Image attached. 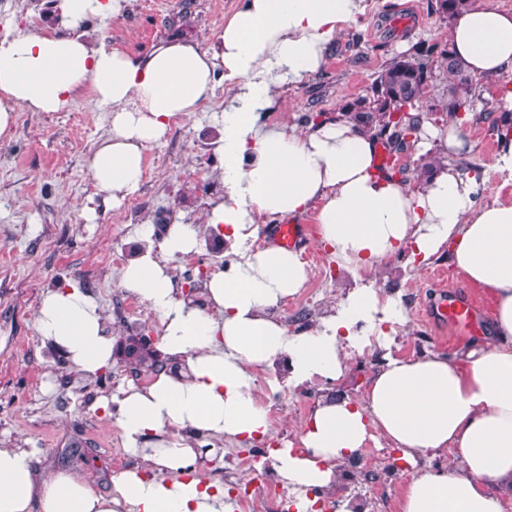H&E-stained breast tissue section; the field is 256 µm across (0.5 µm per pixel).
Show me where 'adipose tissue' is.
I'll return each instance as SVG.
<instances>
[{
    "label": "adipose tissue",
    "instance_id": "obj_1",
    "mask_svg": "<svg viewBox=\"0 0 512 512\" xmlns=\"http://www.w3.org/2000/svg\"><path fill=\"white\" fill-rule=\"evenodd\" d=\"M122 2L60 0L52 25L0 38V139L10 137L17 111L57 112L90 87L111 109V131L89 173L117 205L138 190L144 153L172 119L198 111L218 79L235 82L230 105L214 116L224 197L206 219L223 226L226 243L253 237L260 219L311 211L320 244L342 266L371 272L405 248L426 259L448 244L458 272L496 298L485 343L458 357L386 356L364 398L317 402L300 448L271 453L297 512H308L307 492L334 485L337 463L357 458L376 434L411 465L449 448L459 455L453 471L413 475L399 512H504L501 494L512 493V201L481 203L482 180L449 166L418 190L388 179L378 171L376 139L342 119L303 131L256 124L275 83L318 71L330 41L363 14L364 0H245L208 47L174 41L144 56L103 38L91 42L82 29L89 17L120 15ZM448 38L473 75L500 80L512 109V12L464 7ZM198 235L196 225H168L159 247L142 251L123 274L160 319V353L182 360L183 371L160 372L90 405L115 410L142 468L122 472L102 494L70 473L39 477L34 449L0 445V512H238L223 488L194 476L198 449L169 429L237 440L267 435L255 371L283 358L295 382L336 381L349 350L401 315L395 300L362 288L314 330L288 335L271 310L299 292L307 272L296 253L277 248L214 272L204 285L210 308L202 310L179 296L165 264L194 251ZM36 323L77 371L111 366L114 339L86 291H48Z\"/></svg>",
    "mask_w": 512,
    "mask_h": 512
}]
</instances>
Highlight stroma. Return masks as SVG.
Listing matches in <instances>:
<instances>
[{
    "label": "stroma",
    "mask_w": 512,
    "mask_h": 512,
    "mask_svg": "<svg viewBox=\"0 0 512 512\" xmlns=\"http://www.w3.org/2000/svg\"><path fill=\"white\" fill-rule=\"evenodd\" d=\"M57 0H0V37L38 30L49 22ZM243 0H125L118 17H92L89 33H106L111 46L134 55L148 53L171 39L209 45L224 30V23ZM365 11L331 41L325 64L298 82L273 89L270 104L259 112L267 127L308 128L318 113L337 115L345 104L365 97L380 72L395 57L412 53L421 42L445 44L448 23L435 11V0H365ZM232 84L218 82L199 112L170 123L165 136L149 146L138 191L114 207L102 200L88 172V160L110 133V113L100 106L90 88L79 91L72 103L58 112L15 114L11 138L0 140V443L33 448L37 466L45 473L77 472L100 492L111 489L112 431L108 418L87 410L88 399L119 394L134 377L128 367L113 361L94 376L75 371L67 360L39 335L36 313L48 290L74 285L98 300L107 335L132 332L159 341V319L143 322L140 315L120 307L123 272L110 262L112 253L130 261L148 242H161L168 224H196L201 236L211 230L204 218L222 197V159L216 151L220 135L213 113L223 111L235 94ZM473 107H465L462 128L472 146L462 156L461 173L477 175L485 183L482 200H512V175L499 171L496 158L502 149L494 122L496 111L473 120ZM95 216H87V205ZM288 223L308 226L296 253L304 263L306 287L318 288L311 304L302 295L279 303L274 314L295 335L313 330L343 297L358 288L372 287L401 307V320L383 324L384 348L368 347L351 353L344 375L335 382L313 380L296 385L288 380L286 359L256 371L261 398L281 392L279 410L265 441L273 447L298 442L303 422L324 395L361 399L384 353L414 359L427 353L458 356L471 344L483 343L491 333L483 326L477 335H458L426 324L423 313L435 281L442 280L472 291L456 272L448 250L427 260L402 252L378 274L354 272L317 246L312 215H291ZM155 226L152 240L141 234L144 223ZM273 219L260 222V231L242 250L226 242L217 248L199 244L195 255L204 270H223L242 255L272 247L264 229ZM218 451L201 458L198 476L203 482H223L226 472L246 484L260 477V469L240 470L232 455L237 441L224 439ZM404 460L387 440H370L359 463L341 462L338 474L364 483L369 473L395 475V493L389 512H398L408 480Z\"/></svg>",
    "instance_id": "obj_1"
}]
</instances>
